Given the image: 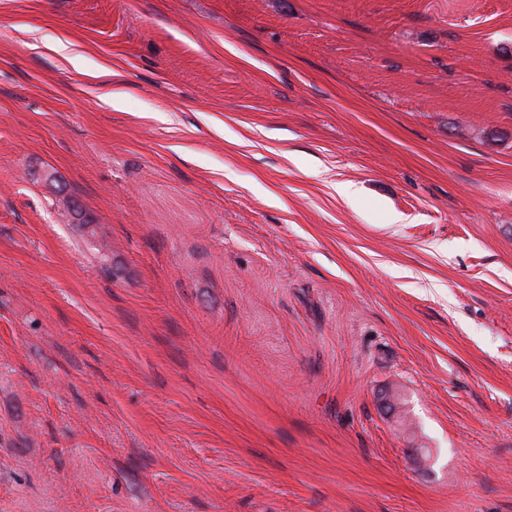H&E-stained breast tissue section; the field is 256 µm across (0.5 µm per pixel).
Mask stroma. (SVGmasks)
Returning a JSON list of instances; mask_svg holds the SVG:
<instances>
[{
    "instance_id": "obj_1",
    "label": "stroma",
    "mask_w": 512,
    "mask_h": 512,
    "mask_svg": "<svg viewBox=\"0 0 512 512\" xmlns=\"http://www.w3.org/2000/svg\"><path fill=\"white\" fill-rule=\"evenodd\" d=\"M0 512H512V0H0Z\"/></svg>"
}]
</instances>
